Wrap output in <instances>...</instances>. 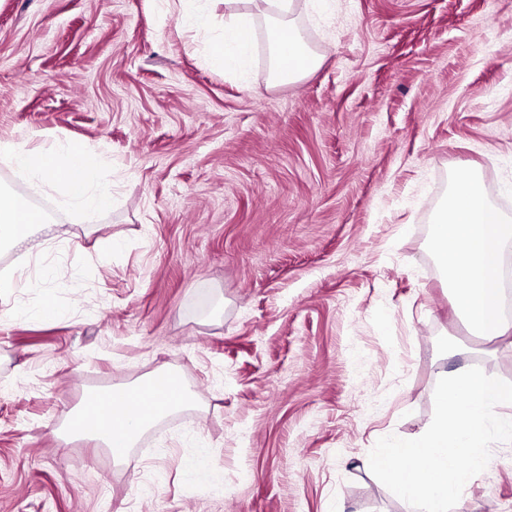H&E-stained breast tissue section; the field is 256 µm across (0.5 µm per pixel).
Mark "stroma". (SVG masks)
<instances>
[{"label": "stroma", "instance_id": "obj_1", "mask_svg": "<svg viewBox=\"0 0 512 512\" xmlns=\"http://www.w3.org/2000/svg\"><path fill=\"white\" fill-rule=\"evenodd\" d=\"M167 0H0V140L84 145L112 191L95 223L0 163L58 235L0 297V512H414L367 466L429 427L438 380L512 382L470 335L431 226L479 177L512 215V0H316L319 67L271 77L255 17L243 73L207 59L229 12ZM54 302L18 321L16 308ZM176 372L196 403L115 462L66 435L93 394ZM204 455L207 478L184 473ZM453 512H512V443Z\"/></svg>", "mask_w": 512, "mask_h": 512}]
</instances>
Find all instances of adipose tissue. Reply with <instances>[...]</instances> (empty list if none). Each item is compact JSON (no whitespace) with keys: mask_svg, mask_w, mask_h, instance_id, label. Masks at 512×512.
<instances>
[{"mask_svg":"<svg viewBox=\"0 0 512 512\" xmlns=\"http://www.w3.org/2000/svg\"><path fill=\"white\" fill-rule=\"evenodd\" d=\"M253 11L230 17L224 33L211 42V64L227 71L244 67L252 47L250 30L254 15L276 23L273 70L277 77L295 80L315 69L318 59L301 42L293 19L297 0H251ZM0 158L24 171L43 186L58 188L69 209L94 223L109 206L112 195L97 178L98 157L84 147L67 143L36 150L13 140L0 141ZM44 213L29 208L12 192L0 189V248L27 242L35 231L46 229ZM434 260L448 281L453 301L470 330L488 341L512 336V320L498 309L501 296L502 251L512 243V216L500 211L490 192L475 178L457 181L448 206L431 227ZM171 390L157 408L140 412L134 403L145 384L118 386L97 394L101 420L87 425L69 421L74 434L108 449L122 460L144 431L181 407L192 405L194 394L175 373H168Z\"/></svg>","mask_w":512,"mask_h":512,"instance_id":"adipose-tissue-1","label":"adipose tissue"}]
</instances>
